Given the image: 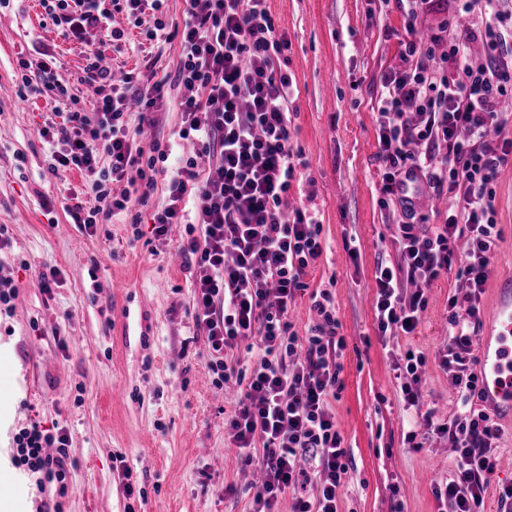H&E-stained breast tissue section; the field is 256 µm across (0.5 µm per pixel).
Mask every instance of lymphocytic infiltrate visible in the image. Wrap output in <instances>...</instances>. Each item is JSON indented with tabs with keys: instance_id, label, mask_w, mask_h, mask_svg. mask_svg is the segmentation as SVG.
I'll return each mask as SVG.
<instances>
[{
	"instance_id": "obj_1",
	"label": "lymphocytic infiltrate",
	"mask_w": 512,
	"mask_h": 512,
	"mask_svg": "<svg viewBox=\"0 0 512 512\" xmlns=\"http://www.w3.org/2000/svg\"><path fill=\"white\" fill-rule=\"evenodd\" d=\"M163 0H41V6L68 38L82 43L89 31L101 42L122 41L112 14L138 16L154 11L150 41L176 43L179 53L174 84L183 86V126L179 137L191 141L194 154L182 158L167 183V201L152 215L155 236L172 225L185 226L179 247L195 271L193 321L207 339L208 369L215 385L236 379L243 390L226 421L231 443L245 462L262 448V480L253 512H274L287 491H297L293 512H338L337 494L349 464L342 436L329 410L339 387L336 353L346 345L339 336L332 295L313 292L318 322L298 336L289 320L292 304L305 287L311 259L322 252L321 224L314 212H287L284 199L296 177L288 146L291 82L276 73L275 61L287 47L276 38L267 0H185L189 16L182 30L170 28L160 10ZM501 0H464L467 28H447L443 61L464 58L474 38L486 44L484 65L462 67L455 75L430 68L415 40H408L396 70L383 76L378 100L383 194L397 195L404 180L414 179L434 192L455 198L454 214L434 232L422 230L413 205L401 206L399 251L415 290L402 300L396 274L379 266L375 275L376 319L380 334L412 335L424 293L450 270L456 238L467 249L459 275L462 288L449 297L448 349L439 367L455 385L475 391L471 324L481 314L492 248L499 237L492 204L493 185L512 162V139L505 137L500 105L512 98V65L504 48L512 40V20ZM54 56L42 50L37 62H23L28 92L55 100L70 99L68 82L53 72ZM79 84L94 87L92 110L66 112L61 123L43 127L57 167L83 172L85 191L101 203L84 211L72 208L75 223L91 229L125 212L137 186L153 190L159 163L171 150L153 143L141 147L128 126V86L114 84L100 53L88 48ZM207 122H200L199 113ZM444 149L440 165L429 162ZM208 157L200 168L199 157ZM127 190L113 194L112 185ZM250 343L251 364L229 360L226 352ZM456 453V469L438 498L448 512H477L496 470L501 436L489 414L466 411L441 425ZM14 462L34 474L38 486L64 482L70 439L64 428L33 422L13 437ZM315 494H307L308 486Z\"/></svg>"
}]
</instances>
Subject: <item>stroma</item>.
<instances>
[{
	"mask_svg": "<svg viewBox=\"0 0 512 512\" xmlns=\"http://www.w3.org/2000/svg\"><path fill=\"white\" fill-rule=\"evenodd\" d=\"M268 8L288 41L283 71L292 82L296 162L289 201L316 213L323 245L290 320L306 335L316 322L310 295L325 289L346 338L341 388L329 402L349 459L338 510L445 512L434 490L452 477L456 454L441 435L408 442L415 412L396 373L407 350L423 353V409L439 422L458 413L463 393L433 358L448 343V298L460 282L451 271L434 283L410 336H380L375 310L378 265L395 269L402 295L410 293L394 242L400 213L381 192L378 142L381 79L400 62L407 18L397 0H268ZM152 24L148 13L137 20L113 13V27L129 41L104 47L101 58L114 79L137 70L143 92L173 77L179 62L176 46L161 43L143 65L137 44ZM37 44L55 52L61 78L75 79L86 63L85 45L65 38L37 0H0V224L11 238L0 250V275L16 290L11 315H0V479L14 490V512H36L42 495L12 459L13 434L32 420L59 423L70 438L66 482L46 491L60 512H251L253 469L224 428L238 387L215 386L208 371V345L192 320L193 272L176 258L184 228L174 225L164 238L152 231L166 176L156 174L134 214L91 232L74 223L73 195L87 209L95 200L83 195L79 171H52L39 135L66 106L20 94V63ZM182 93L171 87L150 124L129 115L141 144H173L172 165L182 153ZM46 199L51 208L43 207ZM493 204L500 229L494 281L512 274V179L499 177ZM52 269L60 283L48 295L36 280ZM127 468L145 492L131 502L123 489Z\"/></svg>",
	"mask_w": 512,
	"mask_h": 512,
	"instance_id": "1",
	"label": "stroma"
}]
</instances>
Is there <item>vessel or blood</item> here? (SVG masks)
I'll return each mask as SVG.
<instances>
[{
  "mask_svg": "<svg viewBox=\"0 0 512 512\" xmlns=\"http://www.w3.org/2000/svg\"><path fill=\"white\" fill-rule=\"evenodd\" d=\"M498 329L478 345L484 406L494 415L512 416V276L499 278L492 304Z\"/></svg>",
  "mask_w": 512,
  "mask_h": 512,
  "instance_id": "vessel-or-blood-1",
  "label": "vessel or blood"
}]
</instances>
